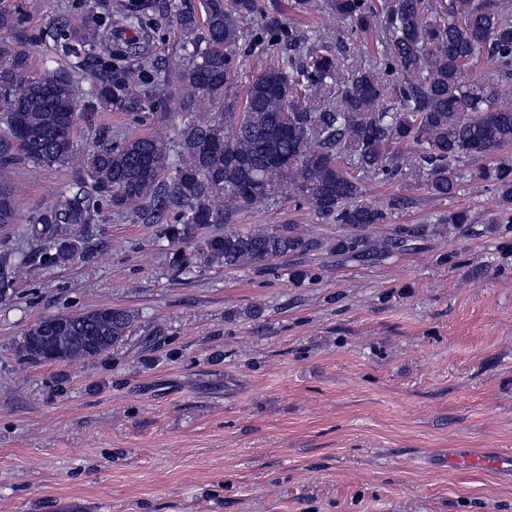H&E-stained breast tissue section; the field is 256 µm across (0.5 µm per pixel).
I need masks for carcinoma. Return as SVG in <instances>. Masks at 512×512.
<instances>
[{
  "instance_id": "1",
  "label": "carcinoma",
  "mask_w": 512,
  "mask_h": 512,
  "mask_svg": "<svg viewBox=\"0 0 512 512\" xmlns=\"http://www.w3.org/2000/svg\"><path fill=\"white\" fill-rule=\"evenodd\" d=\"M375 30L382 47L378 67H359L344 77L321 34L288 30V52L278 53L283 24L265 16L270 61L246 85L242 101L229 98L243 74L239 52L242 21L258 9L256 0H202L203 18L169 0L188 59L174 77L189 98L226 108L214 117L192 118L176 140L157 135L103 144L80 156L73 133L81 99L79 84L87 71L35 78L27 54H15L0 68V121L19 141L25 158L41 166L74 163L90 183L69 189L25 229L56 263L78 251L72 228L89 224L95 202L104 200L119 213H152L156 221L174 210L179 222L165 236L180 247L172 254L179 271L194 267L264 269L285 256L314 251L383 261L423 236L424 226H399L374 238L368 231L387 223V209L365 201L372 184L409 177L436 199L456 194L462 166L485 161L479 175L493 187L499 215H512V10L500 0H389L377 12L372 0H298ZM146 0H126L117 14L116 32L128 56L141 55L149 38L142 22ZM69 51L89 60L106 40L90 14L68 21ZM490 65L484 81L468 78L473 62ZM147 62L116 65L92 85L87 107L117 110L138 96L151 95ZM154 73V72H152ZM402 81L390 86L388 77ZM165 84L168 73H154ZM392 91L397 105L379 107ZM406 143L411 155L393 151ZM15 162L9 143L0 140V224H12L15 211L5 170ZM306 203L321 218L345 228L334 241L303 232L296 224L246 230L232 226L235 216L257 204L268 205L282 189ZM438 224L472 223L467 210L450 211ZM224 225V233L205 238L195 229ZM138 315L122 306L58 314L39 319L22 336L23 360L71 365L89 362L132 335Z\"/></svg>"
}]
</instances>
